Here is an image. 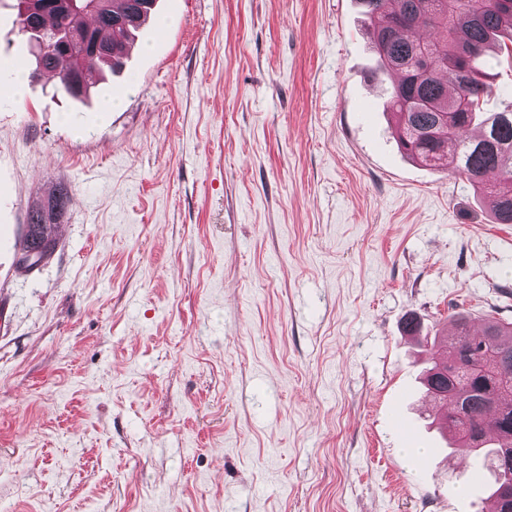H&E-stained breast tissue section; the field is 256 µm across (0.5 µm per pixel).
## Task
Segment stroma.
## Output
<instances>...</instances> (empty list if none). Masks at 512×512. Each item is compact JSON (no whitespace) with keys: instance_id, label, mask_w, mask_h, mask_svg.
Here are the masks:
<instances>
[{"instance_id":"1","label":"stroma","mask_w":512,"mask_h":512,"mask_svg":"<svg viewBox=\"0 0 512 512\" xmlns=\"http://www.w3.org/2000/svg\"><path fill=\"white\" fill-rule=\"evenodd\" d=\"M134 43L79 101L0 7V512H483L405 324L512 322V224L401 152L358 0H156ZM68 192L64 187H60L57 192L49 198L54 204L56 211L51 210L52 203L46 202L43 209L33 207L28 214L26 225V232L24 233L21 241V263L27 269H32L38 266L45 259L49 258L55 251L57 240L55 237V228L58 222H48L44 217L46 213H62L67 202ZM44 213V214H43ZM33 228L32 231H27V227ZM35 252L39 255L37 261L33 263H25L24 256L28 253Z\"/></svg>"}]
</instances>
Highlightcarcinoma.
I'll use <instances>...</instances> for the list:
<instances>
[{"mask_svg":"<svg viewBox=\"0 0 512 512\" xmlns=\"http://www.w3.org/2000/svg\"><path fill=\"white\" fill-rule=\"evenodd\" d=\"M19 26L47 33L72 31L77 42L37 56L32 72L54 71L64 90L73 97L86 92L91 76L102 67L120 66L128 42L147 20L155 0H99L92 10L62 16L40 0H15ZM371 24L372 48L379 71L398 76L387 102L396 117L397 137L406 155L426 167H450L457 176L479 187L492 199L497 224H512V99L498 112L485 111L493 93L491 75L476 61L492 49L512 58V0H360ZM96 18L108 35L88 26ZM425 26L445 33L442 38L415 39L410 32ZM479 128L473 138L462 132ZM24 233L21 255L34 252L38 266L55 251L57 223L32 208ZM452 334L442 339L448 357L436 351L425 370V394L448 411L440 413L454 444L472 452L484 451L495 467L493 507L489 512H512L503 466L512 461V323L489 320L476 333L467 315H450ZM497 413L495 425L504 434L498 443L486 444L487 416Z\"/></svg>","mask_w":512,"mask_h":512,"instance_id":"obj_1","label":"carcinoma"}]
</instances>
